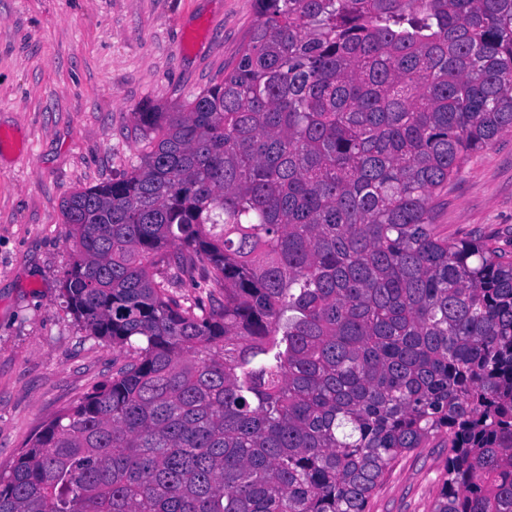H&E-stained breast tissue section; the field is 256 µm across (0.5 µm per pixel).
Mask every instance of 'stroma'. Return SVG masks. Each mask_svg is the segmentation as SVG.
Here are the masks:
<instances>
[{
	"instance_id": "35a3bbf8",
	"label": "stroma",
	"mask_w": 512,
	"mask_h": 512,
	"mask_svg": "<svg viewBox=\"0 0 512 512\" xmlns=\"http://www.w3.org/2000/svg\"><path fill=\"white\" fill-rule=\"evenodd\" d=\"M256 0H0V473L42 426L109 380L126 346L87 335L61 296V203L136 160L133 114L219 81ZM453 238L512 247V132L472 156L435 217ZM445 437L386 472L371 512H430Z\"/></svg>"
}]
</instances>
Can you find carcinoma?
<instances>
[{"label": "carcinoma", "mask_w": 512, "mask_h": 512, "mask_svg": "<svg viewBox=\"0 0 512 512\" xmlns=\"http://www.w3.org/2000/svg\"><path fill=\"white\" fill-rule=\"evenodd\" d=\"M257 2L224 78L64 199V303L131 360L0 512H367L444 431L431 512H512V254L434 224L512 131V0ZM194 273L207 305L169 295Z\"/></svg>", "instance_id": "1"}]
</instances>
